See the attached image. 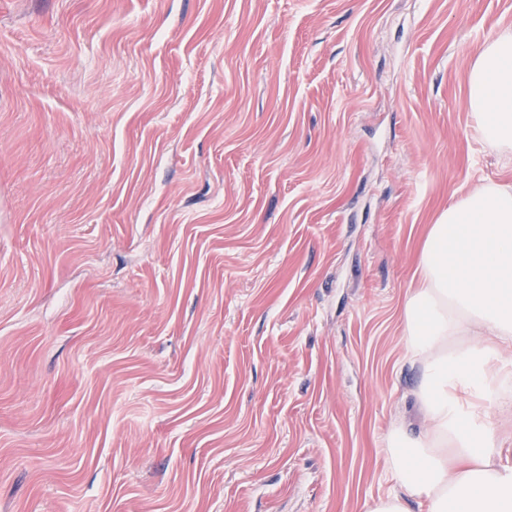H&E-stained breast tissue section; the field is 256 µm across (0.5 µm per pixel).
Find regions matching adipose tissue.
Instances as JSON below:
<instances>
[{
  "label": "adipose tissue",
  "instance_id": "ef3b65f1",
  "mask_svg": "<svg viewBox=\"0 0 512 512\" xmlns=\"http://www.w3.org/2000/svg\"><path fill=\"white\" fill-rule=\"evenodd\" d=\"M475 131L512 149V27L487 41L469 74ZM401 320L421 364L415 404L426 425L387 436L393 492L366 512H512V428L489 404L512 408V191L493 184L461 195L432 224Z\"/></svg>",
  "mask_w": 512,
  "mask_h": 512
}]
</instances>
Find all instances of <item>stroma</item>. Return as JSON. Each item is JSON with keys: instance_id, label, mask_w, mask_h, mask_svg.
<instances>
[{"instance_id": "stroma-1", "label": "stroma", "mask_w": 512, "mask_h": 512, "mask_svg": "<svg viewBox=\"0 0 512 512\" xmlns=\"http://www.w3.org/2000/svg\"><path fill=\"white\" fill-rule=\"evenodd\" d=\"M512 0H0V512H365L401 309L512 189L468 77Z\"/></svg>"}]
</instances>
